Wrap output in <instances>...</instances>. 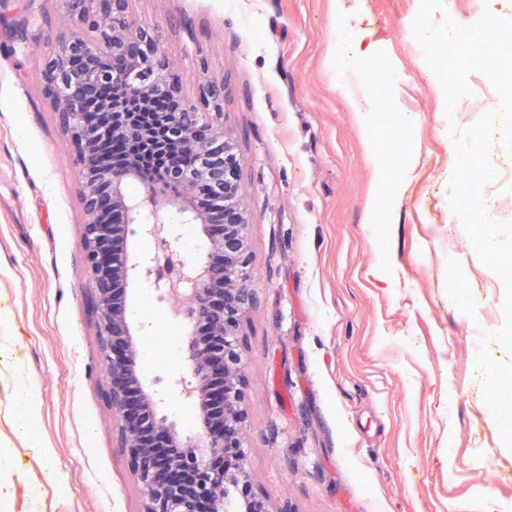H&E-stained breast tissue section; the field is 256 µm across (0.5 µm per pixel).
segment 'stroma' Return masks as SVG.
<instances>
[{
    "label": "stroma",
    "instance_id": "obj_1",
    "mask_svg": "<svg viewBox=\"0 0 512 512\" xmlns=\"http://www.w3.org/2000/svg\"><path fill=\"white\" fill-rule=\"evenodd\" d=\"M420 0H129L159 27L186 77L184 96L223 82L217 123L235 145L258 304L238 336L247 484L271 512H512V449L483 401L475 360L508 355L483 333L505 320L501 281L477 258L449 206L455 149L436 77L410 35ZM26 40L0 27V362L21 359L39 386L48 477L13 427V380L0 382V450L15 473L6 512H140L137 476L116 449L97 317L89 301L82 169L47 99L46 55L65 0H0ZM363 35V85L330 61ZM390 100L360 126L361 89ZM416 115L408 128L400 113ZM374 141L389 177L375 183ZM489 215L512 201V154L489 153ZM378 198L376 223L366 202ZM456 234H449V225ZM124 300L137 334L189 331L146 282ZM142 385L187 432L195 406L168 383L186 361L141 355Z\"/></svg>",
    "mask_w": 512,
    "mask_h": 512
}]
</instances>
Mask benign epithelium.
Segmentation results:
<instances>
[{"label":"benign epithelium","mask_w":512,"mask_h":512,"mask_svg":"<svg viewBox=\"0 0 512 512\" xmlns=\"http://www.w3.org/2000/svg\"><path fill=\"white\" fill-rule=\"evenodd\" d=\"M74 28L55 36L43 70L45 91L60 125L88 171L80 189L85 213L86 260L92 274L91 301L106 344L116 422V447L127 455L140 483L141 512H225L224 481L230 472L246 475L241 453L245 413L235 336L240 318L258 303L250 285V254L245 236L248 220L239 196V161L223 128L203 122L207 109L221 113L224 82L200 87L199 102H182L168 117L166 137L182 158L163 182L133 167L110 164L99 149L107 138L112 149L146 135V130L114 114L112 125L99 129L88 112L90 98L101 88L124 95L132 90L143 100L180 96L184 76L167 56L156 27L127 16L128 0H64ZM140 195L131 196V185ZM180 190L178 208L185 223L195 225L208 243L206 260L189 263L164 252L132 259L125 241L131 234L164 240L171 234L162 214L171 207L168 187ZM205 186L223 210L198 205L195 189ZM141 278L159 302L183 299L190 332L183 354L192 379H174L180 396L200 414L199 428L187 433L159 413L161 399L146 390L137 374L140 346L116 291ZM162 434L178 449L165 457L149 436Z\"/></svg>","instance_id":"benign-epithelium-1"}]
</instances>
